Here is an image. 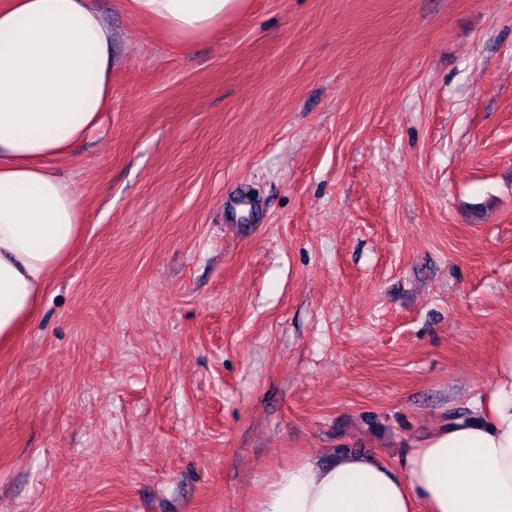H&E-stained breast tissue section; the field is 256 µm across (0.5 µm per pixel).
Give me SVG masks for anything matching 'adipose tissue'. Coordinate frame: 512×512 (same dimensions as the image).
Segmentation results:
<instances>
[{
  "instance_id": "ef3b65f1",
  "label": "adipose tissue",
  "mask_w": 512,
  "mask_h": 512,
  "mask_svg": "<svg viewBox=\"0 0 512 512\" xmlns=\"http://www.w3.org/2000/svg\"><path fill=\"white\" fill-rule=\"evenodd\" d=\"M249 0H130L176 41L209 37ZM112 29L94 0H0V341L33 317L86 222L53 161L101 122ZM255 512H512V339L467 418L441 421L398 464L373 452L278 470Z\"/></svg>"
}]
</instances>
